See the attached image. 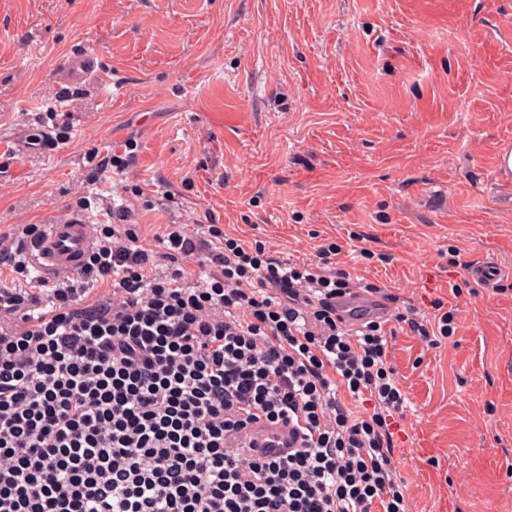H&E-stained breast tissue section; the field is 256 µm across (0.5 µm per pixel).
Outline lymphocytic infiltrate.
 Listing matches in <instances>:
<instances>
[{
  "label": "lymphocytic infiltrate",
  "instance_id": "lymphocytic-infiltrate-1",
  "mask_svg": "<svg viewBox=\"0 0 512 512\" xmlns=\"http://www.w3.org/2000/svg\"><path fill=\"white\" fill-rule=\"evenodd\" d=\"M127 218L36 293L39 225L0 234V512H407L405 395L380 322L336 310L350 272L217 224L166 225L159 253ZM284 423L293 449L260 453L257 427Z\"/></svg>",
  "mask_w": 512,
  "mask_h": 512
}]
</instances>
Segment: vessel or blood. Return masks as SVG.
Listing matches in <instances>:
<instances>
[{"label":"vessel or blood","instance_id":"obj_1","mask_svg":"<svg viewBox=\"0 0 512 512\" xmlns=\"http://www.w3.org/2000/svg\"><path fill=\"white\" fill-rule=\"evenodd\" d=\"M98 69L96 57L90 53H77L63 65L61 79L68 85L84 84ZM93 241V231L85 218L66 216L46 225L43 236L32 245L33 258L42 273L59 276L75 271ZM470 278L484 286L496 284L512 276V268L499 264L495 259L482 257L469 267ZM339 306L346 318L361 314L363 309L372 308L369 296L353 291L341 297ZM292 438L288 425L275 428L259 427L256 432L258 447L272 449L286 454Z\"/></svg>","mask_w":512,"mask_h":512}]
</instances>
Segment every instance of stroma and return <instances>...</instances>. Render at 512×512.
<instances>
[{
    "mask_svg": "<svg viewBox=\"0 0 512 512\" xmlns=\"http://www.w3.org/2000/svg\"><path fill=\"white\" fill-rule=\"evenodd\" d=\"M101 74L68 87L64 60ZM49 127L54 149L14 140ZM512 0H0V233L128 208L385 289L408 512H512ZM128 154L123 170L101 168ZM99 64L91 53H77L63 65L61 79L68 85H83L97 70ZM512 268L504 267L494 258H477L469 267V277L484 286L495 285L499 280L510 278ZM435 319L436 315H434L433 322H431L428 318L426 320H424V318L419 320V318L408 317L400 313L394 317V320L399 324L405 323L409 331L412 332L414 336H421L425 340L429 339L430 342H434L436 340L430 339L431 336H436L435 329L440 336L444 337L449 336L453 330L450 327L452 320L449 312L442 313L437 318V322H435Z\"/></svg>",
    "mask_w": 512,
    "mask_h": 512,
    "instance_id": "1",
    "label": "stroma"
}]
</instances>
